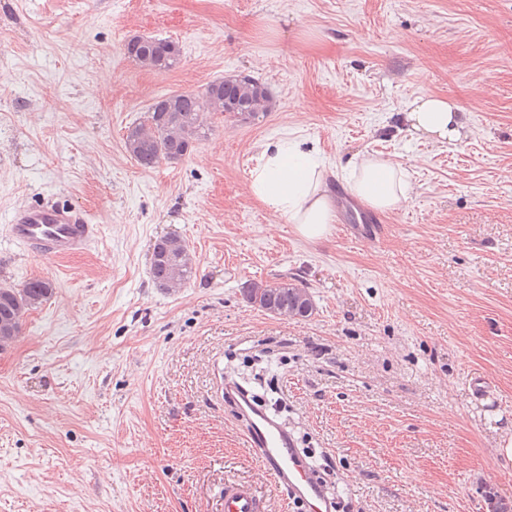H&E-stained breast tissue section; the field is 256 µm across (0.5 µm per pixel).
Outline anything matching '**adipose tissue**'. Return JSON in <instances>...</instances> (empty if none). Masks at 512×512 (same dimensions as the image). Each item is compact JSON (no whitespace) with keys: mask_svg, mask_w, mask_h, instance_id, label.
Here are the masks:
<instances>
[{"mask_svg":"<svg viewBox=\"0 0 512 512\" xmlns=\"http://www.w3.org/2000/svg\"><path fill=\"white\" fill-rule=\"evenodd\" d=\"M405 121L412 134L440 144L461 141L466 128L460 107L434 95L415 97ZM260 160L250 183L252 196L293 224L304 239L327 237L336 221V202L326 172L313 155L299 144L278 141L265 146ZM344 183L350 195L383 213L397 209L409 193L403 169L378 157L362 159Z\"/></svg>","mask_w":512,"mask_h":512,"instance_id":"ef3b65f1","label":"adipose tissue"}]
</instances>
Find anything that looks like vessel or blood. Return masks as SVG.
<instances>
[{
    "instance_id": "b4317fda",
    "label": "vessel or blood",
    "mask_w": 512,
    "mask_h": 512,
    "mask_svg": "<svg viewBox=\"0 0 512 512\" xmlns=\"http://www.w3.org/2000/svg\"><path fill=\"white\" fill-rule=\"evenodd\" d=\"M100 232L89 214L53 204L17 208L9 221L10 239L19 246L47 257H64L83 252ZM247 422L243 439L253 448L265 473L286 487L309 512H329L324 487L310 474L307 464L280 421L258 409L247 399H238ZM261 501L250 486H224V512H260Z\"/></svg>"
}]
</instances>
